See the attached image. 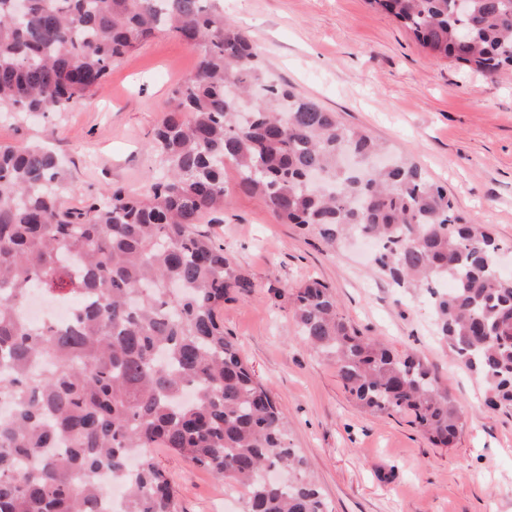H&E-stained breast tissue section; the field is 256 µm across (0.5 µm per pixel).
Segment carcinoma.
<instances>
[{
	"instance_id": "cac0c4a2",
	"label": "carcinoma",
	"mask_w": 512,
	"mask_h": 512,
	"mask_svg": "<svg viewBox=\"0 0 512 512\" xmlns=\"http://www.w3.org/2000/svg\"><path fill=\"white\" fill-rule=\"evenodd\" d=\"M0 0V117L60 114L102 87L112 65L164 32L197 53L151 149L164 173L144 194L115 188L67 206L59 157L0 145V512H105L107 476L124 512H177L155 461L166 448L242 491L243 512H331L293 447L271 388L224 335V303L251 293L200 229L238 192L331 247L376 242L377 270L427 289L456 359L512 405V276L496 239L408 158L336 113L269 81L249 37L216 0ZM435 58L491 79L512 75V0H371ZM76 303L72 323L19 315L37 291ZM298 336L331 359L366 412H408L450 448L463 412L413 354L364 336L323 282L292 293Z\"/></svg>"
}]
</instances>
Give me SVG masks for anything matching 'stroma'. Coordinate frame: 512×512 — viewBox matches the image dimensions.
<instances>
[{
  "label": "stroma",
  "instance_id": "1",
  "mask_svg": "<svg viewBox=\"0 0 512 512\" xmlns=\"http://www.w3.org/2000/svg\"><path fill=\"white\" fill-rule=\"evenodd\" d=\"M250 36L272 79L290 84L351 128L367 131L444 184L458 210L484 225L512 275V81L493 82L430 56L370 0H221ZM197 55L160 34L115 64L103 88L39 126L0 122V145L44 144L62 161L82 207L119 187L144 193L159 167L150 147L173 89ZM202 229L224 245L254 288L225 303L224 332L268 385L289 437L333 512H512V408L485 405V384L438 333L429 295L374 271L364 243L328 248L238 193ZM329 285L343 317L368 336L430 365L464 414L451 448L434 447L405 414L371 415L348 399L335 368L297 337L294 288ZM177 490L179 512H224L223 482L164 448L153 451Z\"/></svg>",
  "mask_w": 512,
  "mask_h": 512
}]
</instances>
